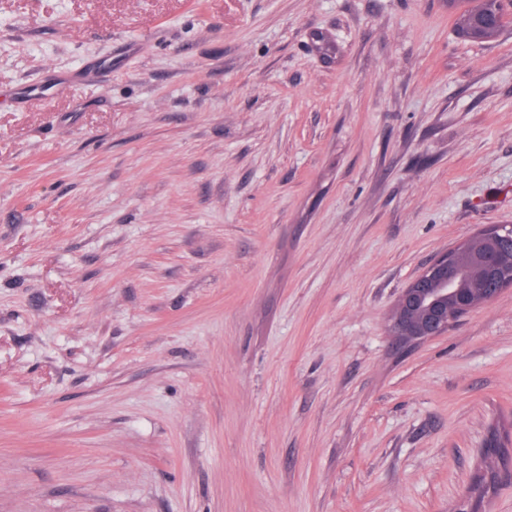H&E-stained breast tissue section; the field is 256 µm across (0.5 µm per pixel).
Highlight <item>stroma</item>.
<instances>
[{"label": "stroma", "instance_id": "obj_1", "mask_svg": "<svg viewBox=\"0 0 512 512\" xmlns=\"http://www.w3.org/2000/svg\"><path fill=\"white\" fill-rule=\"evenodd\" d=\"M491 224L512 23L0 0V512H512V288L390 330Z\"/></svg>", "mask_w": 512, "mask_h": 512}]
</instances>
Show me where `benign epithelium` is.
Masks as SVG:
<instances>
[{"instance_id": "1", "label": "benign epithelium", "mask_w": 512, "mask_h": 512, "mask_svg": "<svg viewBox=\"0 0 512 512\" xmlns=\"http://www.w3.org/2000/svg\"><path fill=\"white\" fill-rule=\"evenodd\" d=\"M507 240L512 241V225L494 224L462 247L435 258L402 292L393 317V331L414 340L435 336L453 321L452 308L470 312L492 302L505 288L511 287L512 267L496 263L486 267V279L497 287L482 288L466 298L453 288L454 273L462 269L470 256L494 253Z\"/></svg>"}]
</instances>
